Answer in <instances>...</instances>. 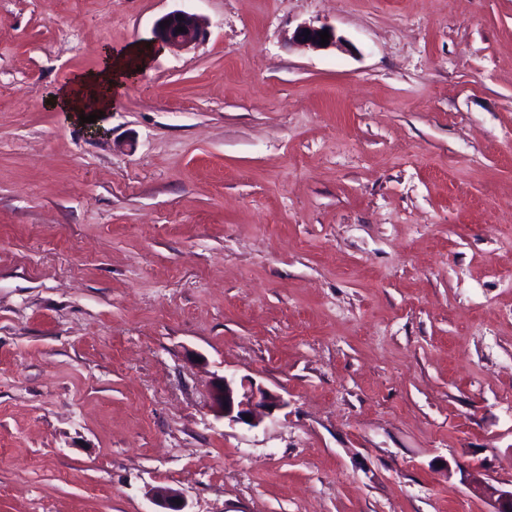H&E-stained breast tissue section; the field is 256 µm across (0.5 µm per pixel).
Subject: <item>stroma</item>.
Returning a JSON list of instances; mask_svg holds the SVG:
<instances>
[{
	"mask_svg": "<svg viewBox=\"0 0 512 512\" xmlns=\"http://www.w3.org/2000/svg\"><path fill=\"white\" fill-rule=\"evenodd\" d=\"M471 467L512 487V0H0V512H492ZM177 15H182V19L178 20ZM165 20H168L167 25L161 27L160 23ZM178 27H185V31L177 32ZM203 30V19L197 14L185 10H176L156 22L153 38L158 47L188 49L200 39ZM325 29H328L330 38L329 43L326 46L319 45L320 37L318 35V32L325 31ZM310 30V35H306V31ZM289 41L296 43V44H303L307 45L309 47H312L314 49H323L327 48L331 45H336L337 42L340 40L337 39L335 30L333 27L323 24L321 26H314V25H301L295 29L291 37L289 38ZM108 65L88 74L77 76L73 82L53 97V104L62 112L80 115L87 112L88 98L96 100V111H105L112 105L117 89L125 79L144 67L151 58V51L138 44H131L121 50L107 51ZM112 80V83H109ZM212 406L224 423L242 424L250 428L258 427L265 418L284 408L287 402L275 392L257 386L252 380L234 375L215 379L212 386ZM250 416L251 421L245 420ZM177 499L181 504H177ZM155 510L149 512H188L185 511L186 502L182 493L170 487H159L151 497Z\"/></svg>",
	"mask_w": 512,
	"mask_h": 512,
	"instance_id": "stroma-1",
	"label": "stroma"
}]
</instances>
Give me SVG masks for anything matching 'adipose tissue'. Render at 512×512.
Here are the masks:
<instances>
[{"label": "adipose tissue", "instance_id": "ef3b65f1", "mask_svg": "<svg viewBox=\"0 0 512 512\" xmlns=\"http://www.w3.org/2000/svg\"><path fill=\"white\" fill-rule=\"evenodd\" d=\"M151 58L149 49L131 44L110 52L106 67L88 74L77 76L73 82L53 97V103L62 111L80 114L85 110L88 99H95L97 111H105L125 79L144 67Z\"/></svg>", "mask_w": 512, "mask_h": 512}]
</instances>
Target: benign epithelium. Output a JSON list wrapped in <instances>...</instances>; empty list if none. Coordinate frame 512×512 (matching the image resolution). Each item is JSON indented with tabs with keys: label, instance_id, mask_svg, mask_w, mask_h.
<instances>
[{
	"label": "benign epithelium",
	"instance_id": "obj_1",
	"mask_svg": "<svg viewBox=\"0 0 512 512\" xmlns=\"http://www.w3.org/2000/svg\"><path fill=\"white\" fill-rule=\"evenodd\" d=\"M179 15L182 16L180 20L177 19ZM164 21L167 25L160 26ZM179 27L185 28V31H177ZM325 29L329 31V44L339 42L334 28L326 24L301 25L295 29L289 41L319 49L321 45L318 32ZM203 30V19L197 14L176 10L159 19L153 30V38L159 47L188 49L200 39ZM286 405L287 402L280 394L265 389L246 377L238 379L234 375H224L216 378L212 386L214 411L231 425L242 424L256 428L265 418ZM247 416L250 417L248 421L245 420ZM464 481L474 494L494 501V512H512V490H500L489 484L480 477L476 468L464 475ZM151 502L155 506L153 512H185L184 496L170 487L157 488Z\"/></svg>",
	"mask_w": 512,
	"mask_h": 512
}]
</instances>
